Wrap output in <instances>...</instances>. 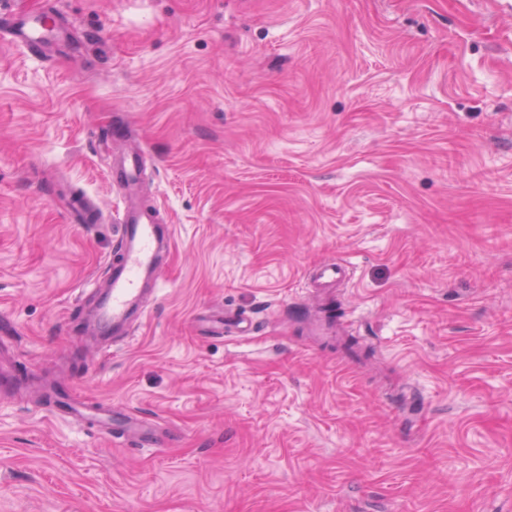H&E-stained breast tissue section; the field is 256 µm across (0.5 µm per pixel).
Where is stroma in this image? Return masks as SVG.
I'll list each match as a JSON object with an SVG mask.
<instances>
[{
    "label": "stroma",
    "instance_id": "stroma-1",
    "mask_svg": "<svg viewBox=\"0 0 512 512\" xmlns=\"http://www.w3.org/2000/svg\"><path fill=\"white\" fill-rule=\"evenodd\" d=\"M15 2L70 33L0 41V512H512V0ZM131 144L174 235L93 342ZM224 309L251 334L206 333ZM316 283L321 288H328L337 281L346 279L349 272L348 267L335 261L324 262L316 268Z\"/></svg>",
    "mask_w": 512,
    "mask_h": 512
}]
</instances>
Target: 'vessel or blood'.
Here are the masks:
<instances>
[{
  "label": "vessel or blood",
  "instance_id": "obj_1",
  "mask_svg": "<svg viewBox=\"0 0 512 512\" xmlns=\"http://www.w3.org/2000/svg\"><path fill=\"white\" fill-rule=\"evenodd\" d=\"M64 28L48 13L34 11L17 15L12 26L0 33V38L41 51L51 39H63ZM143 151L132 147L117 157L110 176L123 188L126 201L118 214V248L120 258L109 268L107 290L100 299L95 321L87 327L91 336H126L145 313L146 286H157L163 255L172 237L173 227L161 223L151 206L140 199ZM346 265L328 261L316 269V282L328 288L347 278Z\"/></svg>",
  "mask_w": 512,
  "mask_h": 512
}]
</instances>
